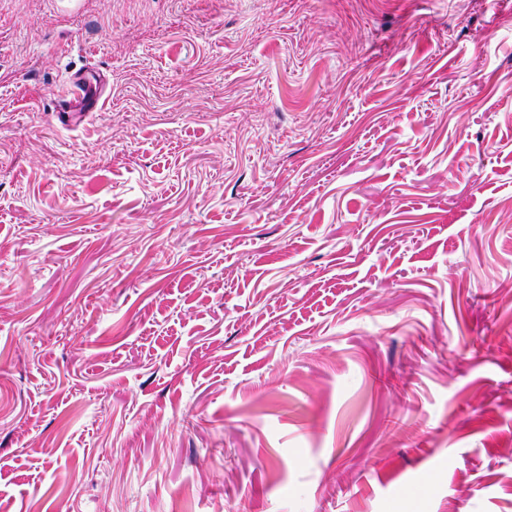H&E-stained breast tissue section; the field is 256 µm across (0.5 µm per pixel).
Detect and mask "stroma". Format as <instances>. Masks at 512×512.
I'll return each mask as SVG.
<instances>
[{"label": "stroma", "mask_w": 512, "mask_h": 512, "mask_svg": "<svg viewBox=\"0 0 512 512\" xmlns=\"http://www.w3.org/2000/svg\"><path fill=\"white\" fill-rule=\"evenodd\" d=\"M0 512H512V0H0ZM103 88L94 76L78 78L70 83L61 99L60 118L65 122L77 121L86 112H98L105 105Z\"/></svg>", "instance_id": "1"}]
</instances>
